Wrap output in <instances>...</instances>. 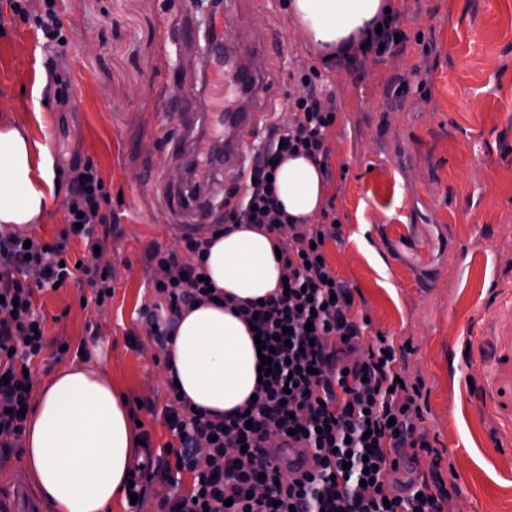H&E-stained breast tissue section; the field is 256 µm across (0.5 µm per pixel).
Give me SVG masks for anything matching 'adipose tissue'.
Segmentation results:
<instances>
[{"mask_svg":"<svg viewBox=\"0 0 512 512\" xmlns=\"http://www.w3.org/2000/svg\"><path fill=\"white\" fill-rule=\"evenodd\" d=\"M386 7L385 0H290L288 11L303 40L326 54L369 32ZM54 184L47 146L15 125L0 124V228L34 223ZM275 189L285 212L302 219L317 213L325 197L319 166L302 156L282 162ZM204 268L222 293L241 299L269 295L280 276L274 238L248 224L214 239ZM164 361L180 394L201 409L233 411L255 392L254 337L225 308L204 305L186 312ZM139 451L122 396L88 366L57 369L26 422L25 468L54 512H111L113 500L125 494Z\"/></svg>","mask_w":512,"mask_h":512,"instance_id":"ef3b65f1","label":"adipose tissue"}]
</instances>
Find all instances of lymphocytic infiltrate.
<instances>
[{
	"label": "lymphocytic infiltrate",
	"instance_id": "obj_1",
	"mask_svg": "<svg viewBox=\"0 0 512 512\" xmlns=\"http://www.w3.org/2000/svg\"><path fill=\"white\" fill-rule=\"evenodd\" d=\"M40 2L34 10L23 0L7 5L52 49L62 37L60 11L57 0ZM400 16L397 10L382 16L380 32L369 33L366 44L342 43L333 56L336 65L384 56L396 45ZM294 78L299 90L286 98L287 127L271 125L242 186L225 197L224 221L215 227L220 233L256 224L283 240L279 262L287 290L259 302L228 301L239 318L254 324L276 367L262 377L248 410L233 415L193 411L170 388L164 417L176 442L146 448L132 469L131 491L142 501L152 482L174 486L156 512H447L452 494L421 426L424 385L402 380L408 345H395L382 333L367 337L370 321L359 312L357 287L325 261L326 241L342 235L334 209H323L318 224L289 216L268 180L288 155L327 164L326 132L336 110L316 66L301 68ZM69 172L66 223L54 242L0 236V448L17 447L25 432L19 411L31 401L28 371L50 345L37 293L78 280L93 288L97 305L112 296L110 266L67 257L71 239L89 251L107 240L110 193L92 160L72 161ZM208 244L187 236L181 250L153 255L165 275L153 282L157 301L141 314L160 349L173 342L185 310L215 298L202 280ZM295 443L312 458L300 477L269 460L271 449L284 452ZM184 473L193 478L186 493L178 489Z\"/></svg>",
	"mask_w": 512,
	"mask_h": 512
}]
</instances>
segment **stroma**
Here are the masks:
<instances>
[{"label": "stroma", "mask_w": 512, "mask_h": 512, "mask_svg": "<svg viewBox=\"0 0 512 512\" xmlns=\"http://www.w3.org/2000/svg\"><path fill=\"white\" fill-rule=\"evenodd\" d=\"M403 50L359 69L326 71L336 122L328 133L326 196L342 225L325 255L358 287L369 334L411 343L406 376L428 392L424 426L452 464V512H512V415L489 398L512 390V0H397ZM63 54L44 52L19 16L0 19V120L43 144L62 165L91 159L112 197V235L102 259L114 293L96 305L88 285L67 283L38 297L63 359L43 353L42 387L61 364H90L128 402L152 448L173 442L162 410L167 374L140 317L155 298V251L181 249V232L158 198L190 175L157 139L155 104L187 85L203 55L167 42L196 0H58ZM232 45L287 23L286 8L238 0ZM296 28L274 61L271 107L297 92L301 66L319 63ZM420 75H413V66ZM408 77L406 94L396 77ZM68 98L58 111L56 91ZM287 125L288 115H279ZM69 182L59 177L46 211L26 235L53 241L66 222Z\"/></svg>", "instance_id": "1"}]
</instances>
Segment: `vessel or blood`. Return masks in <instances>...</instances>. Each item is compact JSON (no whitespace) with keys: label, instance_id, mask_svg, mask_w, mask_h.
<instances>
[{"label":"vessel or blood","instance_id":"vessel-or-blood-1","mask_svg":"<svg viewBox=\"0 0 512 512\" xmlns=\"http://www.w3.org/2000/svg\"><path fill=\"white\" fill-rule=\"evenodd\" d=\"M285 46L286 32L281 26L245 47L232 49L219 40L210 42L206 68L211 87L224 99V109L206 116L220 128L208 143L199 142L195 134L205 116L187 112L176 119L168 109H161L157 129L166 144L175 146L179 160L203 159L195 192L162 191L164 208L182 233L196 234L201 225L211 223L217 200L213 185L237 176L256 147L260 132L270 124L271 113L265 102L271 89L265 76L272 54ZM0 512H41V507L25 487L18 485L0 493Z\"/></svg>","mask_w":512,"mask_h":512}]
</instances>
